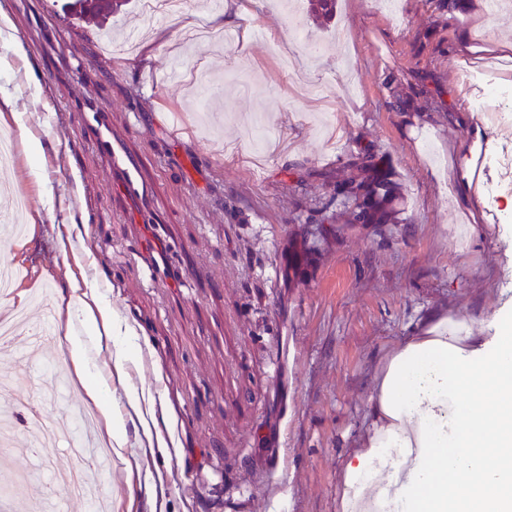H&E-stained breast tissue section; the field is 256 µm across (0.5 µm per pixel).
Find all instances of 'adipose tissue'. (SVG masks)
<instances>
[{
  "mask_svg": "<svg viewBox=\"0 0 512 512\" xmlns=\"http://www.w3.org/2000/svg\"><path fill=\"white\" fill-rule=\"evenodd\" d=\"M64 316L112 343L123 380L132 336L100 295ZM490 324L486 336L433 318L390 349L370 428L344 463L341 512H512V325L496 311Z\"/></svg>",
  "mask_w": 512,
  "mask_h": 512,
  "instance_id": "1",
  "label": "adipose tissue"
}]
</instances>
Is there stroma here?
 Listing matches in <instances>:
<instances>
[{
    "mask_svg": "<svg viewBox=\"0 0 512 512\" xmlns=\"http://www.w3.org/2000/svg\"><path fill=\"white\" fill-rule=\"evenodd\" d=\"M67 0H5L0 7V130L16 153L0 182L28 201L24 238L0 242V264L30 278L0 315L26 308L37 289L73 282L52 306L105 295L136 338L122 382L109 350L80 379L59 345L46 349L0 406L56 416L85 402L84 383L111 385L126 444L109 470L107 512H339L345 457L370 423L374 377L395 344L429 317L466 315L488 328L495 308L512 318V123L490 94L512 87L491 47L512 41V10L486 0H338L334 22L304 19L296 72L279 68L270 38L285 30L289 0H245L231 52L179 48L181 29L209 23L203 0L163 22L158 57L117 46L104 53L95 22ZM485 48L483 65L458 61ZM423 91L428 110L399 112L388 86ZM485 112H478V105ZM99 113L138 160L156 219L112 181ZM182 113L181 140L170 139ZM68 141L70 154L55 152ZM383 153L401 186V221L325 224L352 155ZM83 238L59 252L70 211ZM171 260L183 279L156 278ZM142 395L130 421L128 394ZM158 445L141 446L143 427ZM67 445L17 458L25 481L12 512L62 497L53 472ZM134 458L138 467L126 470Z\"/></svg>",
    "mask_w": 512,
    "mask_h": 512,
    "instance_id": "1",
    "label": "stroma"
}]
</instances>
